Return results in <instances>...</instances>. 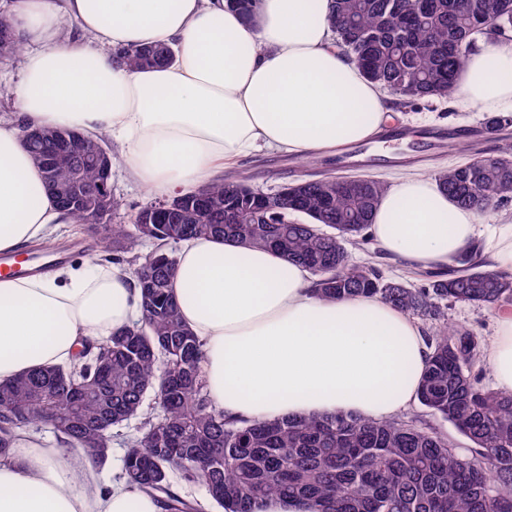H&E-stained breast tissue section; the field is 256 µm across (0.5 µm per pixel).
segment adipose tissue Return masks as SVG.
<instances>
[{"label":"adipose tissue","instance_id":"obj_1","mask_svg":"<svg viewBox=\"0 0 512 512\" xmlns=\"http://www.w3.org/2000/svg\"><path fill=\"white\" fill-rule=\"evenodd\" d=\"M330 0H259L247 18L226 0H10L7 22L30 50L0 121V253L48 243L69 218L46 191L20 124L109 135L131 176L171 196L213 181L221 165L273 150L308 157L367 142L388 97L330 41ZM75 21L86 39H62ZM163 45L172 61L129 69L118 51ZM453 105L512 108V49L469 56ZM474 212L438 182L407 175L378 205L371 233L413 268L446 264L477 234ZM171 293L203 344L212 401L250 421L356 412L382 418L416 397L427 347L414 320L372 298L325 301L311 275L276 252L196 237L178 252ZM140 315L132 276L87 254L78 268L0 278V383L69 363L79 338L102 340ZM487 361L512 391V314ZM0 512H160L150 496L101 489L91 464L18 431L0 458Z\"/></svg>","mask_w":512,"mask_h":512}]
</instances>
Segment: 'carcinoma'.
Segmentation results:
<instances>
[{
	"mask_svg": "<svg viewBox=\"0 0 512 512\" xmlns=\"http://www.w3.org/2000/svg\"><path fill=\"white\" fill-rule=\"evenodd\" d=\"M328 22L336 46L363 76L407 108L448 99L479 37L512 32V0H332ZM126 65L139 69L173 58L163 46H132ZM483 126L503 138L511 112H488ZM435 173L440 188L477 217L512 201V150L481 155ZM52 177L97 186L101 172L69 153L57 156ZM301 192L267 208L263 193L239 175L197 190L199 212L163 224L103 220L96 203L66 210L73 225L101 233L112 262L129 263L139 288V319L101 343L85 342L68 366H43L0 383V455L20 429L49 427L57 443L103 465L112 428L141 419L125 436L119 481L154 498L162 512H201L174 482L202 485L223 512H258L270 498H295L307 512H512V391L481 383V334L449 321L448 305L512 306V269H488L474 241L423 284L384 275L379 258L352 260L350 248L369 243L368 229L388 184L373 179L358 191L331 177L299 181ZM306 218L304 222L295 217ZM191 236L232 238L305 265L325 300L375 298L436 324L417 392L421 406L449 422L471 443L462 455L440 433L406 417L372 418L336 412L238 421L207 391L202 344L182 321L169 281L173 246ZM153 245L138 255L144 242Z\"/></svg>",
	"mask_w": 512,
	"mask_h": 512,
	"instance_id": "obj_1",
	"label": "carcinoma"
}]
</instances>
